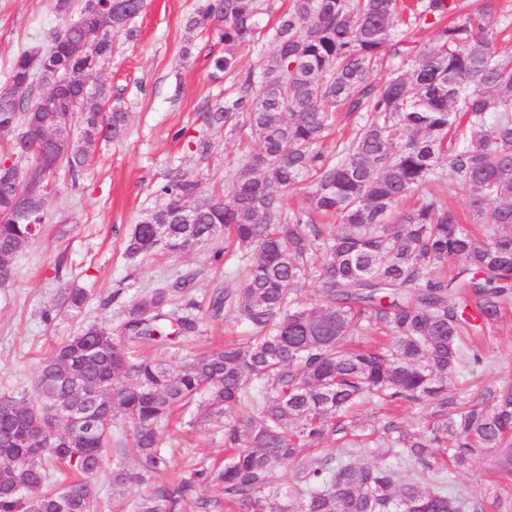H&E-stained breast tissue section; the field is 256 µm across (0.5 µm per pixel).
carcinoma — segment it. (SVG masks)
<instances>
[{"instance_id":"cac0c4a2","label":"carcinoma","mask_w":512,"mask_h":512,"mask_svg":"<svg viewBox=\"0 0 512 512\" xmlns=\"http://www.w3.org/2000/svg\"><path fill=\"white\" fill-rule=\"evenodd\" d=\"M100 0H55V12H76L81 26L50 33L13 60L0 87V258L15 257L49 220L59 174L75 183L88 166V146L121 141L128 116L112 103L103 72L112 40L139 36L134 21L146 0H128L107 22ZM261 0H197L187 27L214 35L224 54H208L212 77L236 74L235 96L207 101L198 133L188 140L196 164L213 152L209 133L247 132L257 148L240 163L224 195L205 189L195 168L173 163L155 189L156 204L133 225L124 257L155 250L151 225L169 224L162 249L189 253L223 233L254 256L238 288L216 291L209 310L247 333L172 366L137 354L141 346H175L196 330L195 318L170 310L187 281L152 288L128 306L120 330L97 324L58 344L36 380L39 403L14 400L0 410V512H95L96 476L116 418L133 430L135 472L117 464L108 483L122 495L146 486L133 512H291L269 491L273 472L299 497L298 512H483L478 501L448 490V470H464L484 455L512 478V383L484 389L476 402L448 394V378L488 365L483 338L512 309V53L499 34L512 29V11L497 0L462 14L458 0H420L408 23L433 28L428 50L409 57L398 31L399 0H289L272 32L274 48L260 80L239 75L236 48L261 34ZM504 19L496 32L486 17ZM90 45L80 61L76 44ZM400 59L381 88L373 74ZM58 91L51 112L43 88ZM339 107L359 114L350 140L326 154L320 143ZM79 124L81 137L62 144L47 129ZM446 161L448 171L441 170ZM310 184L311 209L290 212L285 193ZM442 185L443 192L431 187ZM462 190L468 211L488 230L477 236L448 209L445 193ZM412 196V206L396 211ZM189 207L193 221L183 220ZM321 253L310 263L312 248ZM449 259V275L425 270ZM311 276L319 299L301 304L288 288ZM86 289L71 286L43 311H79ZM257 382L261 389L250 392ZM94 393L95 425L68 432L43 406ZM224 413H249L224 425V463L203 465L175 480L159 447L162 424L197 396ZM377 399L401 407L429 403L427 428L408 434L394 416L368 430L349 419L351 408ZM339 435L345 455L304 451ZM404 456L410 466L364 463L352 454ZM34 456L23 471L16 459ZM68 472L63 510L54 476ZM208 486L218 496L200 491Z\"/></svg>"}]
</instances>
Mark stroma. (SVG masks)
<instances>
[{"label":"stroma","mask_w":512,"mask_h":512,"mask_svg":"<svg viewBox=\"0 0 512 512\" xmlns=\"http://www.w3.org/2000/svg\"><path fill=\"white\" fill-rule=\"evenodd\" d=\"M196 4L197 0H147L135 20L138 40L114 37L112 61L103 77L113 98L129 113L127 136L118 143L100 140L90 146L91 165L78 187L65 179L57 183L50 221L16 256L12 280L0 286V395L36 401L35 378L56 345L90 322L119 327L136 296L176 278L188 282L186 296L176 307L196 303L197 328L179 347L164 350V359L177 364L188 351L243 338L240 327L228 318L212 317L206 308L214 289L238 287L247 272L246 263L225 254L223 239L184 254L156 250L132 264L121 256L129 229L154 206V188L166 167L188 156L174 132H197L202 103L233 91L237 83L233 75L213 81L203 57L182 62L180 49L190 36L186 21ZM53 5L54 0H0L1 86L17 54L46 45L49 33L63 25ZM251 144L237 133L215 135L212 157L199 171L205 187L229 188L231 175ZM73 283L88 291L83 309L60 311L44 320L42 312L56 292ZM487 352L490 368L471 378L453 377L449 391L475 401L485 387L512 382V313L489 337ZM206 402V397H199L160 433V445L173 460L171 475L224 457L226 417L218 413L198 421ZM119 461L130 470L138 468L133 456L108 450L97 477L98 512H130L144 492L135 484L124 496L113 495L107 476ZM494 469L493 457L478 458L469 470L449 474L448 485L480 501L485 512H495Z\"/></svg>","instance_id":"1"}]
</instances>
